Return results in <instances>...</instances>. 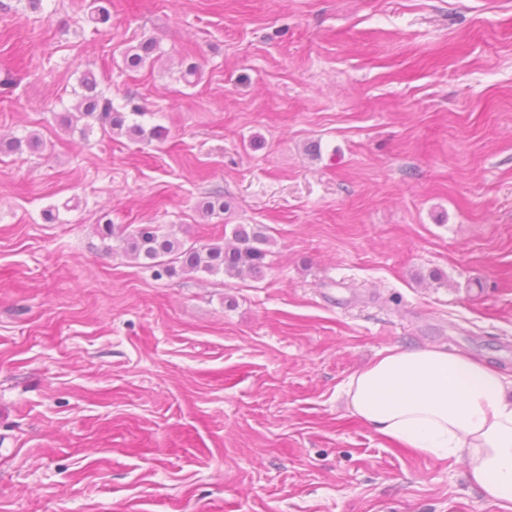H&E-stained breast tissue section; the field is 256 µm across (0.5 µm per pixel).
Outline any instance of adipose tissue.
<instances>
[{"mask_svg": "<svg viewBox=\"0 0 512 512\" xmlns=\"http://www.w3.org/2000/svg\"><path fill=\"white\" fill-rule=\"evenodd\" d=\"M343 392L376 434L464 462L484 500L512 512V376L446 349L394 347Z\"/></svg>", "mask_w": 512, "mask_h": 512, "instance_id": "obj_1", "label": "adipose tissue"}]
</instances>
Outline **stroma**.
<instances>
[{"label":"stroma","mask_w":512,"mask_h":512,"mask_svg":"<svg viewBox=\"0 0 512 512\" xmlns=\"http://www.w3.org/2000/svg\"><path fill=\"white\" fill-rule=\"evenodd\" d=\"M86 2L0 0V134L43 140L0 153V512H499L341 388L395 346L512 375V0ZM88 68L164 137L66 131ZM106 220L275 244L158 278ZM156 40L148 38L140 41L136 45L129 46L123 52V65L126 69L137 70L153 65L156 57Z\"/></svg>","instance_id":"stroma-1"}]
</instances>
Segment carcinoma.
Returning <instances> with one entry per match:
<instances>
[{
  "label": "carcinoma",
  "mask_w": 512,
  "mask_h": 512,
  "mask_svg": "<svg viewBox=\"0 0 512 512\" xmlns=\"http://www.w3.org/2000/svg\"><path fill=\"white\" fill-rule=\"evenodd\" d=\"M114 0H91L87 20L92 24H104L110 19V6ZM156 40L148 38L125 49L123 65L130 70L142 69L155 62ZM101 78L91 70L82 73L79 79L80 92L76 93L74 112L66 119V127L79 129L82 137H89L94 126L110 136L125 135L130 139L159 138L163 130L159 126L149 129L143 124L129 120L131 116H142V107L133 106L128 112L116 108L112 99L101 89ZM39 139L30 134L25 139H0V149L17 152L22 145L34 148ZM200 210L205 217L223 214L229 210L224 196L215 194L204 201ZM104 239L117 242L115 249L139 264L157 269V275L204 272L239 277L248 274L258 277L267 266L266 259L274 246L273 238L264 224H238L232 237H223L209 243H187L171 230L158 225H143L131 232L107 222L99 226Z\"/></svg>",
  "instance_id": "carcinoma-1"
}]
</instances>
